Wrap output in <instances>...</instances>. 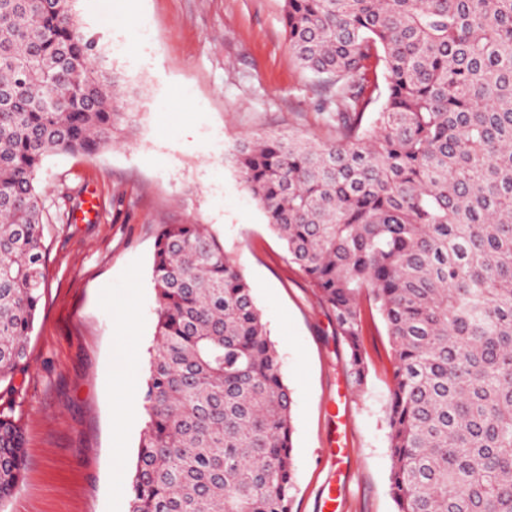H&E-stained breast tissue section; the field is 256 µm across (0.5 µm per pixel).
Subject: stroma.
<instances>
[{"label": "stroma", "mask_w": 512, "mask_h": 512, "mask_svg": "<svg viewBox=\"0 0 512 512\" xmlns=\"http://www.w3.org/2000/svg\"><path fill=\"white\" fill-rule=\"evenodd\" d=\"M135 101L124 139L95 155L54 154L39 174L46 288L20 394L0 392L25 431L22 483L0 512H128L125 484L145 424L113 383L142 391L155 344L151 265L165 224L205 225L253 288L293 396V512H317L336 483L338 512H395L385 405L391 379L383 322L362 307L368 374L354 387L349 350L320 294L241 185L232 156L255 131L335 133L328 87L295 62L283 0H78ZM352 416L341 457L327 437Z\"/></svg>", "instance_id": "obj_1"}]
</instances>
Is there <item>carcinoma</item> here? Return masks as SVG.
Returning <instances> with one entry per match:
<instances>
[{"instance_id": "1", "label": "carcinoma", "mask_w": 512, "mask_h": 512, "mask_svg": "<svg viewBox=\"0 0 512 512\" xmlns=\"http://www.w3.org/2000/svg\"><path fill=\"white\" fill-rule=\"evenodd\" d=\"M77 0H0V385L21 390L45 289L38 174L136 117ZM298 65L336 86L331 144L233 156L350 349L386 329L397 512H512V0H284ZM381 108L369 111L375 97ZM128 512H291L293 398L253 288L215 235L165 224ZM0 410V506L25 472Z\"/></svg>"}]
</instances>
